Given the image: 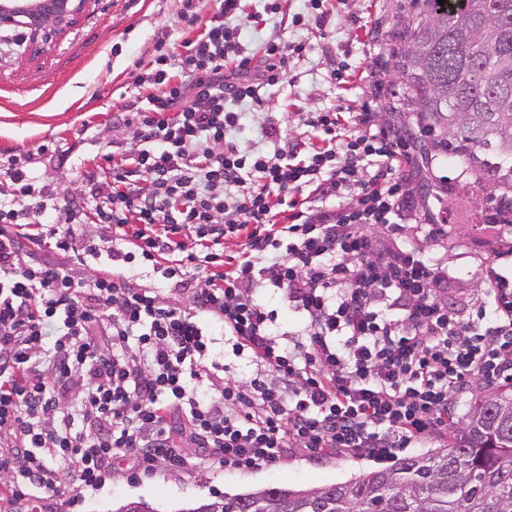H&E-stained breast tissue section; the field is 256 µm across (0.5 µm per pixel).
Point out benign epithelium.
Returning a JSON list of instances; mask_svg holds the SVG:
<instances>
[{"label":"benign epithelium","mask_w":512,"mask_h":512,"mask_svg":"<svg viewBox=\"0 0 512 512\" xmlns=\"http://www.w3.org/2000/svg\"><path fill=\"white\" fill-rule=\"evenodd\" d=\"M87 3L88 0H39L36 9L23 12L15 8L14 0H0V29H24L29 54L38 58L54 39L76 23Z\"/></svg>","instance_id":"benign-epithelium-1"}]
</instances>
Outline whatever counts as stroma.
I'll return each mask as SVG.
<instances>
[{"label":"stroma","instance_id":"stroma-1","mask_svg":"<svg viewBox=\"0 0 512 512\" xmlns=\"http://www.w3.org/2000/svg\"><path fill=\"white\" fill-rule=\"evenodd\" d=\"M181 0H90L71 28L37 59L26 52L19 28L0 30V198L10 197L8 167L13 158L31 156L38 185L52 194L66 180H102L125 150L137 146L133 128L117 125L116 112L146 106L149 89L136 87L130 76L135 63H148L158 40L183 44L193 31L179 19ZM325 29L293 23L308 15V0H283L282 11L251 24L244 43L258 49L270 40L303 44L290 60L287 78L267 88L262 104L242 102L244 124L235 140L241 151L263 148L258 123L262 113L279 119L288 136L314 142L298 114L334 106L346 112L369 109L373 121L384 122L403 93L392 68L391 53L412 17L410 0H326ZM383 71V89L371 94V75ZM45 141L57 155L38 154ZM436 175L446 177L448 256L472 304L484 299L479 257L493 252L498 240L480 222V211L495 196L491 184L464 174L461 164L439 159ZM393 457L357 459L327 450L289 457L276 467L252 470L158 467L149 475L131 474L113 463L105 484L74 491L70 501L48 512H114L130 500L150 503L157 512H185L214 496L251 492L267 486L304 490L341 483L391 466Z\"/></svg>","mask_w":512,"mask_h":512}]
</instances>
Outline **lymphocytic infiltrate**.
I'll list each match as a JSON object with an SVG mask.
<instances>
[{
    "label": "lymphocytic infiltrate",
    "instance_id": "lymphocytic-infiltrate-1",
    "mask_svg": "<svg viewBox=\"0 0 512 512\" xmlns=\"http://www.w3.org/2000/svg\"><path fill=\"white\" fill-rule=\"evenodd\" d=\"M181 18L195 38L182 54L157 43L134 82L158 92L123 115L142 148L85 193L104 236L79 238L69 190L44 204L32 168L9 169L24 202L0 203V488L14 500H68L116 459L149 474L327 449L379 458L442 434L474 388L512 380V239L484 258L486 299L470 309L441 258L410 241L448 226L418 224L403 137L375 123L354 134L328 108L299 115L323 147L284 146L269 116L271 149L242 152L237 104L261 102L303 47L249 51L242 0L206 21L183 0ZM306 191L329 208L305 215ZM27 229L56 258L23 250ZM229 238L239 251L225 253ZM146 267L191 306L138 285ZM260 285L299 332H281ZM214 324L260 372L212 361Z\"/></svg>",
    "mask_w": 512,
    "mask_h": 512
}]
</instances>
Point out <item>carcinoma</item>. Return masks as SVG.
<instances>
[{
	"label": "carcinoma",
	"instance_id": "cac0c4a2",
	"mask_svg": "<svg viewBox=\"0 0 512 512\" xmlns=\"http://www.w3.org/2000/svg\"><path fill=\"white\" fill-rule=\"evenodd\" d=\"M393 50L427 160L512 190V0H416ZM178 512H512V382L475 394L435 451L306 490L268 486Z\"/></svg>",
	"mask_w": 512,
	"mask_h": 512
}]
</instances>
